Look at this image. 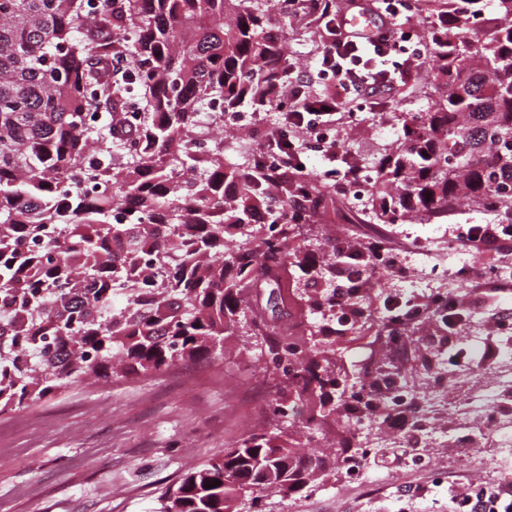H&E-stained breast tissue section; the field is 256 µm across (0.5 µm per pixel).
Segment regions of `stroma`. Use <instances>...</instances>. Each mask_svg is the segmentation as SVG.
Listing matches in <instances>:
<instances>
[{"instance_id":"35a3bbf8","label":"stroma","mask_w":512,"mask_h":512,"mask_svg":"<svg viewBox=\"0 0 512 512\" xmlns=\"http://www.w3.org/2000/svg\"><path fill=\"white\" fill-rule=\"evenodd\" d=\"M433 93L426 69L414 70L410 80L387 92L382 110L361 113L355 126L344 128L348 158L371 168L398 139L404 113L422 111ZM489 221L466 207L443 219L378 224L366 198L335 197L313 234L340 237L351 226L355 241L385 238L398 245L413 272L407 280L384 271L373 274L363 304L369 315L364 328L333 339L338 368L356 375L375 350L419 395L427 376L435 375L436 361L444 359L448 401L428 412L425 433L396 412L377 418L376 446L357 475L342 467L318 475L309 490L291 500L271 498L267 512H456L448 494L452 479L462 476L473 486L506 484L512 476L511 451L495 449V465L484 473L471 457V439L459 428V413L474 389L458 377L459 365L451 359L466 351L483 367L485 385L492 388L503 356L512 354V329L492 327L498 315L512 313V257L452 246L456 225ZM419 243L427 246V254L415 252ZM466 269L496 270L504 291L482 293L463 277ZM454 277L460 280L454 296L468 307L461 325L424 323L401 353L380 346L378 320L386 315L387 296L418 302L432 297L434 281ZM295 287L291 276H283L276 305L262 300L254 306L266 328L281 333L300 321ZM285 387L255 339L238 330L225 337L221 357L108 383H76L22 411L0 415V512H159L165 488L178 485L187 472L248 432L269 427L268 404ZM451 430L454 445L428 440L429 434Z\"/></svg>"}]
</instances>
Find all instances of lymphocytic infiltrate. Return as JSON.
I'll return each instance as SVG.
<instances>
[{
  "instance_id": "f902f5d3",
  "label": "lymphocytic infiltrate",
  "mask_w": 512,
  "mask_h": 512,
  "mask_svg": "<svg viewBox=\"0 0 512 512\" xmlns=\"http://www.w3.org/2000/svg\"><path fill=\"white\" fill-rule=\"evenodd\" d=\"M371 13L380 24L371 39L357 37L341 13L325 0H290L288 21L305 19L322 28L327 39L318 53L315 69L289 66L286 97L281 100L278 120L269 128L260 150L265 157L259 174L266 180H279L282 174H299L310 153H318L331 167L325 172L332 188L339 193L364 182L356 166L334 169L344 145L337 135L340 126L355 120L357 113L376 111L379 96L391 90L413 69L424 64V33L414 21L416 0H368ZM333 80L334 91H321L325 80ZM457 244L472 253L492 248L503 256L512 255V224H461L455 234ZM387 252L386 265L397 276L408 277L396 249L364 243L358 249L362 263L349 265L346 255L336 257V292L344 301V314H351L347 301L367 273L378 268L380 252Z\"/></svg>"
}]
</instances>
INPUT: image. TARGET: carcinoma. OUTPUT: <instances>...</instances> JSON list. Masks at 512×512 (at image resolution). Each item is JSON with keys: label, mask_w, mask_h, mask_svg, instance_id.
Listing matches in <instances>:
<instances>
[{"label": "carcinoma", "mask_w": 512, "mask_h": 512, "mask_svg": "<svg viewBox=\"0 0 512 512\" xmlns=\"http://www.w3.org/2000/svg\"><path fill=\"white\" fill-rule=\"evenodd\" d=\"M285 2L275 12L261 0H0V414L83 380L217 357L288 267L307 284L336 278L325 240H304L316 263L299 258L305 225L288 208L302 195L324 212L327 193L311 179L273 189L253 180L255 150L224 160V113L266 112L282 94ZM426 2L440 21L427 60L438 94L373 162L381 224L446 217L462 200L512 211V0ZM489 10L492 38L465 39L470 19ZM120 55L129 67L117 76ZM212 127L208 149L194 151ZM120 207L125 222L114 224ZM302 300L312 345L267 344L294 393L269 405L273 430L187 473L162 512H238L236 502L266 512L268 498L359 459L352 434L312 459L286 431L301 406L303 427L323 430L317 402L332 396L349 421L380 376L372 358L357 390L336 372L325 341L346 330L335 288L307 287Z\"/></svg>", "instance_id": "cac0c4a2"}]
</instances>
